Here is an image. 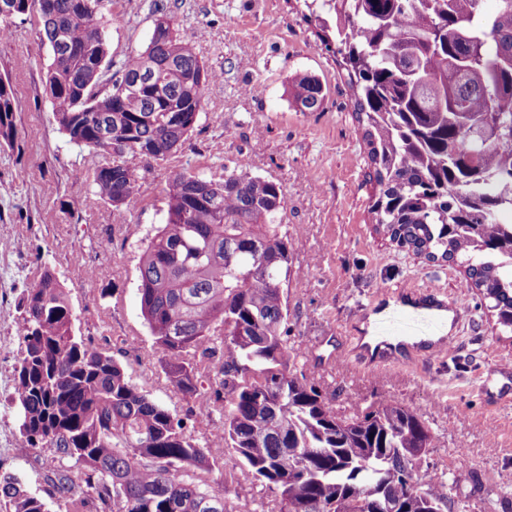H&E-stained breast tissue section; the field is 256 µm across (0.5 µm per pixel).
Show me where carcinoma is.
<instances>
[{"label":"carcinoma","instance_id":"cac0c4a2","mask_svg":"<svg viewBox=\"0 0 512 512\" xmlns=\"http://www.w3.org/2000/svg\"><path fill=\"white\" fill-rule=\"evenodd\" d=\"M483 2L324 0L321 23L364 126L374 230L428 260H459L496 323L512 329V0H497L492 14ZM13 5L0 33L18 16L33 19L50 51L53 118L70 143L109 157L88 176L122 216L145 179L129 159L164 160L182 147L218 75L166 12L145 50L115 62L112 0ZM291 98L315 112L323 86L299 75ZM15 112L0 77V146L18 139ZM285 207L282 186L244 162L220 179L186 169L168 177L165 223L141 250L138 293L162 370L187 399L182 415L76 335L52 269L23 290L11 403L23 453L52 448L66 461L52 487L67 512H252L209 484L228 451L275 493L267 512L451 510L459 480L427 463L437 436L421 415L390 400L340 414L295 367ZM215 410L222 424L202 446L189 422ZM0 504L48 512L11 474L0 475Z\"/></svg>","mask_w":512,"mask_h":512}]
</instances>
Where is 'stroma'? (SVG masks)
<instances>
[{
  "label": "stroma",
  "mask_w": 512,
  "mask_h": 512,
  "mask_svg": "<svg viewBox=\"0 0 512 512\" xmlns=\"http://www.w3.org/2000/svg\"><path fill=\"white\" fill-rule=\"evenodd\" d=\"M158 3L223 77L209 86L190 139L152 164L122 223L84 175L103 156L70 144L53 119L44 90L50 53L36 28L16 18L0 40V75L14 90L19 130L14 147L0 149V473L17 475L43 496L58 464L49 448L20 455L10 403L21 349L18 298L45 265L67 289L77 335L118 360L152 399L184 413L187 402L162 373L141 315L139 249L164 221L171 172L188 168L218 179L244 158L285 192L290 342L307 375L333 395L337 412L391 400L419 413L439 438L431 465L452 472L461 454L475 475L454 491V512H512V383L494 371L512 363V334L496 325L477 292L461 293L459 264L426 260L375 233V183L353 92L318 36V21L306 17L303 0H115L113 58L147 47ZM303 73L325 87L318 111L299 112L291 103V83ZM418 288L465 297L453 319L457 350L450 358L375 374L331 362L368 321L378 334H435L437 322L402 305ZM210 481L231 499L272 498L227 459Z\"/></svg>",
  "instance_id": "stroma-1"
}]
</instances>
